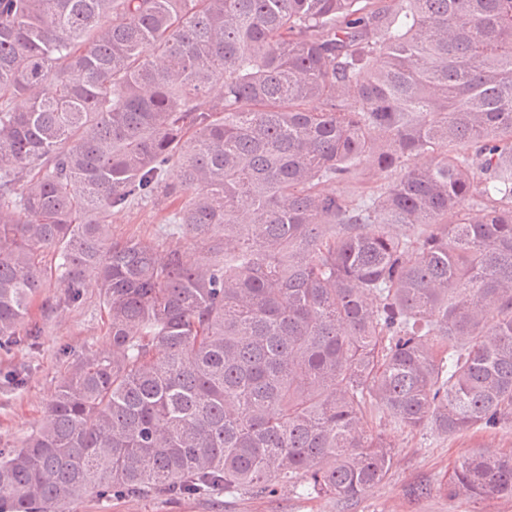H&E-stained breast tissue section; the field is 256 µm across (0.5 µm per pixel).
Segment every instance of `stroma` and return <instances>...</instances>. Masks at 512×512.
<instances>
[{
    "mask_svg": "<svg viewBox=\"0 0 512 512\" xmlns=\"http://www.w3.org/2000/svg\"><path fill=\"white\" fill-rule=\"evenodd\" d=\"M174 208L171 201L136 203L112 215V232L118 238L151 240L166 252L176 242L166 224ZM63 293L51 278L34 300L29 321L42 329L35 345L0 346V379L20 369L27 373L23 388L0 387V450L20 446L39 427L46 404L73 363L111 349L96 283L88 282L75 304L60 303ZM390 438L396 453L387 478L349 503L288 486L272 494L211 492L177 499L93 494L71 499L69 512H512L511 497L474 500L449 496L443 489L455 464L473 451L512 453V426L475 428L452 437L428 426L394 430Z\"/></svg>",
    "mask_w": 512,
    "mask_h": 512,
    "instance_id": "35a3bbf8",
    "label": "stroma"
}]
</instances>
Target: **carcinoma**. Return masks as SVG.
<instances>
[{
    "label": "carcinoma",
    "instance_id": "obj_1",
    "mask_svg": "<svg viewBox=\"0 0 512 512\" xmlns=\"http://www.w3.org/2000/svg\"><path fill=\"white\" fill-rule=\"evenodd\" d=\"M170 198L195 260L112 238ZM49 256L65 303L100 288L112 355L0 452V512L350 501L393 460L374 412L511 425L512 0H0V340L41 334ZM444 490L512 496V455Z\"/></svg>",
    "mask_w": 512,
    "mask_h": 512
}]
</instances>
